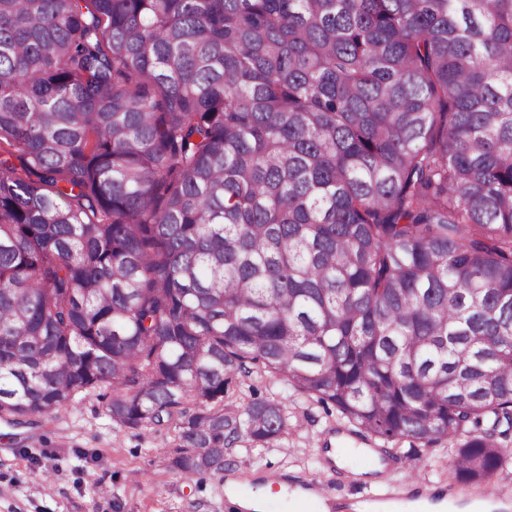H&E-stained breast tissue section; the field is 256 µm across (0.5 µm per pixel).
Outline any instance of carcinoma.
<instances>
[{
  "mask_svg": "<svg viewBox=\"0 0 512 512\" xmlns=\"http://www.w3.org/2000/svg\"><path fill=\"white\" fill-rule=\"evenodd\" d=\"M255 371L512 466V0H0V417L110 387L192 478Z\"/></svg>",
  "mask_w": 512,
  "mask_h": 512,
  "instance_id": "obj_1",
  "label": "carcinoma"
}]
</instances>
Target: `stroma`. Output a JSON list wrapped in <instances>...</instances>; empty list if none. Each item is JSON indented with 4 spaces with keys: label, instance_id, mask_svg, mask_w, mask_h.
I'll list each match as a JSON object with an SVG mask.
<instances>
[{
    "label": "stroma",
    "instance_id": "1",
    "mask_svg": "<svg viewBox=\"0 0 512 512\" xmlns=\"http://www.w3.org/2000/svg\"><path fill=\"white\" fill-rule=\"evenodd\" d=\"M110 389L82 393L26 427L0 421V512H229L222 492L229 481L261 483L272 473L297 483L333 471L328 512H356L369 493L403 482L443 492L464 507L500 502L512 512V469L488 481L458 482L448 470L449 443L425 445L387 440L350 423L294 391L284 376L255 373L233 381L228 403L282 402L286 432L266 448L235 443L231 467L186 481L169 466L179 444L176 430L126 428L106 413ZM345 449L344 464L332 468L328 449Z\"/></svg>",
    "mask_w": 512,
    "mask_h": 512
}]
</instances>
